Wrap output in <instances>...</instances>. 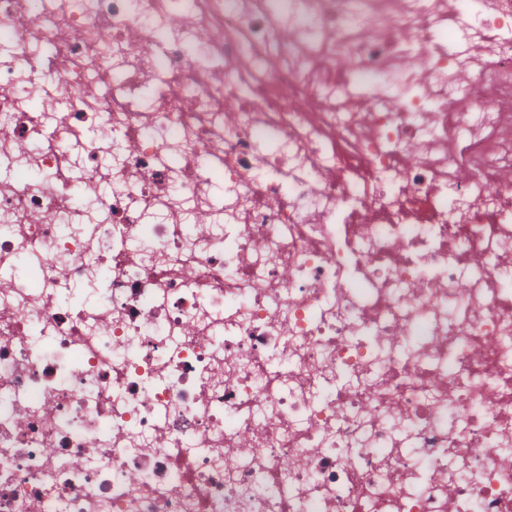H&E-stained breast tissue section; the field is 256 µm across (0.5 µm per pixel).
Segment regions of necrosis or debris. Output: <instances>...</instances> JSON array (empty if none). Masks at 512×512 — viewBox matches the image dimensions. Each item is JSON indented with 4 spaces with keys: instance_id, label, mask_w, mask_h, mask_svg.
Wrapping results in <instances>:
<instances>
[{
    "instance_id": "necrosis-or-debris-1",
    "label": "necrosis or debris",
    "mask_w": 512,
    "mask_h": 512,
    "mask_svg": "<svg viewBox=\"0 0 512 512\" xmlns=\"http://www.w3.org/2000/svg\"><path fill=\"white\" fill-rule=\"evenodd\" d=\"M511 173L512 0H0V512H512Z\"/></svg>"
}]
</instances>
